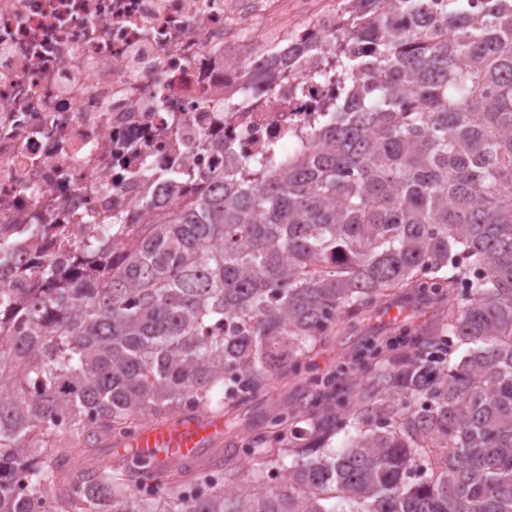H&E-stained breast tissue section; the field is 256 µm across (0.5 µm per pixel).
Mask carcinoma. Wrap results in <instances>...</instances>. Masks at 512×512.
Listing matches in <instances>:
<instances>
[{"instance_id": "1", "label": "carcinoma", "mask_w": 512, "mask_h": 512, "mask_svg": "<svg viewBox=\"0 0 512 512\" xmlns=\"http://www.w3.org/2000/svg\"><path fill=\"white\" fill-rule=\"evenodd\" d=\"M297 37L324 59L298 93L336 75L310 132L189 196L148 170L181 203L71 249L23 225L22 280L0 242V512H512V0H342ZM402 296L440 305L408 346L315 369ZM295 378L205 463L74 461Z\"/></svg>"}]
</instances>
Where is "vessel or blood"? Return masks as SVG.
<instances>
[{
    "label": "vessel or blood",
    "mask_w": 512,
    "mask_h": 512,
    "mask_svg": "<svg viewBox=\"0 0 512 512\" xmlns=\"http://www.w3.org/2000/svg\"><path fill=\"white\" fill-rule=\"evenodd\" d=\"M223 435L224 425L218 418L189 417L153 423L146 425L130 446L119 447L118 454L152 457L159 462L188 460Z\"/></svg>",
    "instance_id": "obj_1"
}]
</instances>
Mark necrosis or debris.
I'll return each instance as SVG.
<instances>
[{
	"instance_id": "necrosis-or-debris-1",
	"label": "necrosis or debris",
	"mask_w": 512,
	"mask_h": 512,
	"mask_svg": "<svg viewBox=\"0 0 512 512\" xmlns=\"http://www.w3.org/2000/svg\"><path fill=\"white\" fill-rule=\"evenodd\" d=\"M273 3L0 0V240L51 214L58 239L78 242L104 208L164 205L144 166L207 175L306 129L309 100L285 70L220 114L242 84L230 45L288 29ZM204 138L223 151L199 150Z\"/></svg>"
}]
</instances>
